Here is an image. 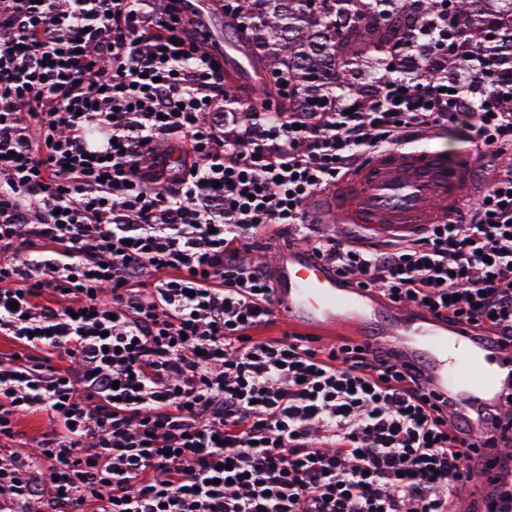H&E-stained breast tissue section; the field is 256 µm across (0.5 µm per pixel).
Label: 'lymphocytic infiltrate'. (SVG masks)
<instances>
[{"mask_svg":"<svg viewBox=\"0 0 512 512\" xmlns=\"http://www.w3.org/2000/svg\"><path fill=\"white\" fill-rule=\"evenodd\" d=\"M185 11L0 0V512H455L469 442L447 411L380 350L267 336L271 275L244 253L276 228L512 348V83L480 92L474 58L304 121L234 112ZM448 123L483 168L455 222L380 247L310 210ZM173 135L175 171L156 150ZM26 415L51 425L33 451ZM49 424L47 419L42 416H23L17 429L21 431L22 435L18 437V442L26 443V448H35V443L31 440L37 437L40 433L48 429Z\"/></svg>","mask_w":512,"mask_h":512,"instance_id":"obj_1","label":"lymphocytic infiltrate"}]
</instances>
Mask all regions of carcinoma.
Returning a JSON list of instances; mask_svg holds the SVG:
<instances>
[{"label":"carcinoma","mask_w":512,"mask_h":512,"mask_svg":"<svg viewBox=\"0 0 512 512\" xmlns=\"http://www.w3.org/2000/svg\"><path fill=\"white\" fill-rule=\"evenodd\" d=\"M240 6L256 46L254 66L288 72L291 111L305 117L336 103L340 90L367 98L374 80L392 75L393 58L418 52L419 76L441 61L440 42L429 35L441 15L439 0H241ZM451 10L459 33L448 73L463 71L476 56L483 60V91L512 80V0H453Z\"/></svg>","instance_id":"cac0c4a2"}]
</instances>
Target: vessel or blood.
<instances>
[{
    "label": "vessel or blood",
    "mask_w": 512,
    "mask_h": 512,
    "mask_svg": "<svg viewBox=\"0 0 512 512\" xmlns=\"http://www.w3.org/2000/svg\"><path fill=\"white\" fill-rule=\"evenodd\" d=\"M190 19L224 43L225 71L234 81L261 84L247 50V34L232 33L212 0H192ZM478 180L470 150L448 153L432 139L385 148L361 162L324 197L329 223L380 240H405L430 224L458 215ZM274 309L289 330L329 342L382 349L415 368L425 391L448 403V418L469 436L492 433V421L512 391V348L490 336L440 320L413 307L391 305L376 291L352 287L303 245L281 244L271 265ZM499 451L481 448L469 463L461 499H481L486 461Z\"/></svg>",
    "instance_id": "vessel-or-blood-1"
}]
</instances>
